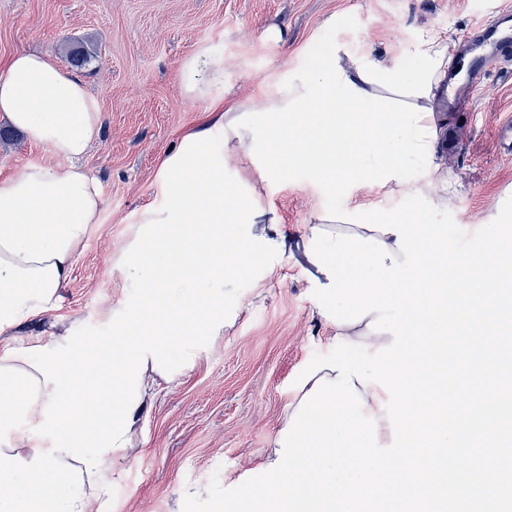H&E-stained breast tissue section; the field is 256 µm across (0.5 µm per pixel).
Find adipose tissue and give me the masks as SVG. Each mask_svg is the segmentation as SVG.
Listing matches in <instances>:
<instances>
[{"instance_id":"adipose-tissue-1","label":"adipose tissue","mask_w":512,"mask_h":512,"mask_svg":"<svg viewBox=\"0 0 512 512\" xmlns=\"http://www.w3.org/2000/svg\"><path fill=\"white\" fill-rule=\"evenodd\" d=\"M408 52L420 67L407 82L387 62L347 67L343 48L322 51L309 71L263 89L252 110L225 105L222 52L202 46L187 58L182 93L214 118L184 134L160 165L165 202L141 210L112 267L135 295L110 307L108 336L75 335L61 313L103 211L102 187L81 164L103 132L100 101L48 54L11 59L0 75V117L61 164H28L0 181V512H112L147 406L233 326L243 309L236 283L278 275V239L240 234L265 210L226 178L232 154L267 182L285 180L293 164L335 193L419 189L447 205L427 102L445 82L448 44L431 30ZM409 157L427 174L422 185L405 176ZM36 318L46 328L19 335Z\"/></svg>"}]
</instances>
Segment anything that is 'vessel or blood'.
<instances>
[{
  "label": "vessel or blood",
  "instance_id": "b4317fda",
  "mask_svg": "<svg viewBox=\"0 0 512 512\" xmlns=\"http://www.w3.org/2000/svg\"><path fill=\"white\" fill-rule=\"evenodd\" d=\"M512 62V9L500 8L489 19L466 30L447 73L448 99L445 107L457 112L472 104L473 84L496 65Z\"/></svg>",
  "mask_w": 512,
  "mask_h": 512
}]
</instances>
